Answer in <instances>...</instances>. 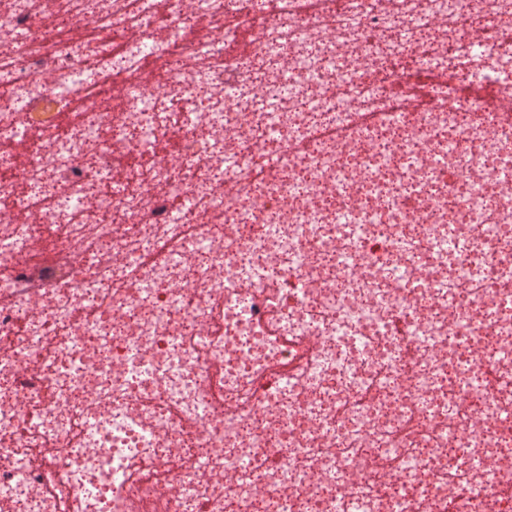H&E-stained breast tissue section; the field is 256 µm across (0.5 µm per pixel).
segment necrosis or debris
I'll return each instance as SVG.
<instances>
[{
    "label": "necrosis or debris",
    "mask_w": 512,
    "mask_h": 512,
    "mask_svg": "<svg viewBox=\"0 0 512 512\" xmlns=\"http://www.w3.org/2000/svg\"><path fill=\"white\" fill-rule=\"evenodd\" d=\"M501 30L512 0H0V503L505 512L512 126L392 114L424 67L512 83Z\"/></svg>",
    "instance_id": "4bbe7bcc"
}]
</instances>
